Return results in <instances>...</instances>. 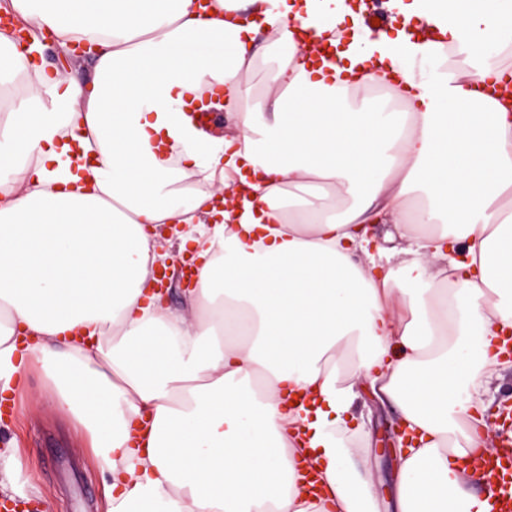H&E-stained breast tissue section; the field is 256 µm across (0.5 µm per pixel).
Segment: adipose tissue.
Returning <instances> with one entry per match:
<instances>
[{
    "mask_svg": "<svg viewBox=\"0 0 512 512\" xmlns=\"http://www.w3.org/2000/svg\"><path fill=\"white\" fill-rule=\"evenodd\" d=\"M10 6L29 52L47 32L97 49L92 81L66 83L0 33V391L41 362L107 512H379L372 471L346 469L363 382L416 436L396 512H485L461 459L487 451L481 392L512 366V101L482 91L512 78L487 55L512 50V0H395L404 25L375 36L344 0ZM445 52L446 73L417 71ZM160 224L197 248L195 321L153 290ZM374 224L406 242L403 273Z\"/></svg>",
    "mask_w": 512,
    "mask_h": 512,
    "instance_id": "ef3b65f1",
    "label": "adipose tissue"
}]
</instances>
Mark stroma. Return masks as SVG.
I'll return each instance as SVG.
<instances>
[{
	"label": "stroma",
	"instance_id": "stroma-1",
	"mask_svg": "<svg viewBox=\"0 0 512 512\" xmlns=\"http://www.w3.org/2000/svg\"><path fill=\"white\" fill-rule=\"evenodd\" d=\"M54 387L41 366H33L26 384L17 390L9 413L0 417V434L16 439L21 464L12 481L22 497V512H104V481L92 466L83 434L72 420L49 406L33 407L36 393L51 395ZM352 414L364 424L366 458L380 505L391 500L399 465L383 453L381 439L395 414L381 408L367 389L356 388Z\"/></svg>",
	"mask_w": 512,
	"mask_h": 512
}]
</instances>
